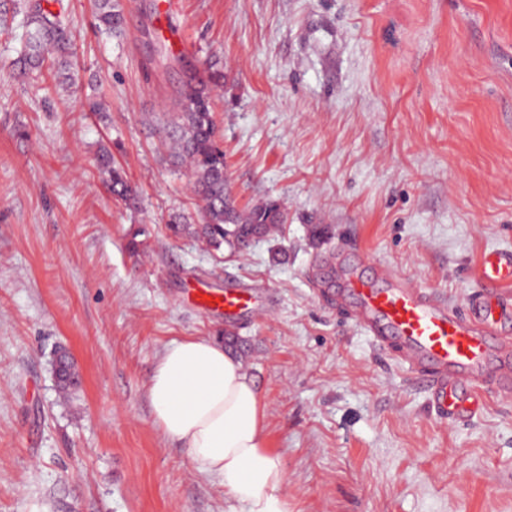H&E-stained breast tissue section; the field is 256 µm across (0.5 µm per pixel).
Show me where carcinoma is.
<instances>
[{
    "label": "carcinoma",
    "instance_id": "1",
    "mask_svg": "<svg viewBox=\"0 0 512 512\" xmlns=\"http://www.w3.org/2000/svg\"><path fill=\"white\" fill-rule=\"evenodd\" d=\"M52 0H22L25 40L15 66L20 76L37 83L48 74L64 82L74 80L68 57L75 38L50 9ZM99 27L117 35L124 16L117 0H93ZM224 73L203 75L194 67L185 72L177 89L175 112L161 113L159 133L178 167L192 175L191 194L200 202L194 213L169 216L165 230L171 239L185 237L204 242L211 250L239 256L260 241L275 237L288 222V211L276 200H265L241 209L236 205L226 175L223 135L214 118V89ZM98 166L108 174L112 195L137 208L139 192L125 169L118 165L108 147L99 150ZM149 233L144 228L130 232L131 252L147 249ZM62 397L70 399L79 383L74 364L54 369Z\"/></svg>",
    "mask_w": 512,
    "mask_h": 512
}]
</instances>
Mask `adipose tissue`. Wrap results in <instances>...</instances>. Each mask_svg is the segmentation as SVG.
I'll use <instances>...</instances> for the list:
<instances>
[{
	"label": "adipose tissue",
	"instance_id": "adipose-tissue-1",
	"mask_svg": "<svg viewBox=\"0 0 512 512\" xmlns=\"http://www.w3.org/2000/svg\"><path fill=\"white\" fill-rule=\"evenodd\" d=\"M163 436L187 448L195 470L217 477L244 512H291L285 465L265 445V408L243 360L221 338L173 343L149 381Z\"/></svg>",
	"mask_w": 512,
	"mask_h": 512
}]
</instances>
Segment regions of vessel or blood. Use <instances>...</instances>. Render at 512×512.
I'll return each mask as SVG.
<instances>
[{
    "mask_svg": "<svg viewBox=\"0 0 512 512\" xmlns=\"http://www.w3.org/2000/svg\"><path fill=\"white\" fill-rule=\"evenodd\" d=\"M477 276L484 288L461 313L390 270H376L371 277L354 269L341 271L361 323L379 339L398 342L401 361L418 369L432 407L451 421L477 415L478 384L512 394V352L493 338L498 322L512 318V307L495 302L502 284L512 279V250L484 253ZM194 296L201 307L223 310L229 320L254 308L251 295L242 291L215 296L198 288Z\"/></svg>",
    "mask_w": 512,
    "mask_h": 512,
    "instance_id": "b4317fda",
    "label": "vessel or blood"
}]
</instances>
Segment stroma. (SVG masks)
Returning <instances> with one entry per match:
<instances>
[{
    "label": "stroma",
    "mask_w": 512,
    "mask_h": 512,
    "mask_svg": "<svg viewBox=\"0 0 512 512\" xmlns=\"http://www.w3.org/2000/svg\"><path fill=\"white\" fill-rule=\"evenodd\" d=\"M119 3L110 37L92 0H58L75 36L63 86L18 78L23 16L0 0V512H236L148 397L168 345L224 333L196 285L265 309L237 318L236 349L292 512H512V397L483 389L465 423L436 414L321 265L349 242L459 309L482 289V254L512 249V0ZM165 35L191 53L163 49ZM188 63L224 71L214 112L237 205L288 207L282 233L240 257L165 234L195 209L191 174L144 116L171 111ZM102 144L138 210L113 197ZM136 227L151 234L140 255ZM59 346L82 379L67 401Z\"/></svg>",
    "instance_id": "obj_1"
}]
</instances>
